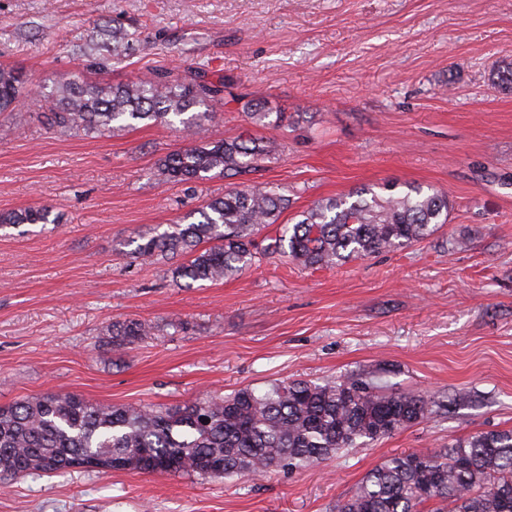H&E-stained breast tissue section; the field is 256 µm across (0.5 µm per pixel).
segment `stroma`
Segmentation results:
<instances>
[{"instance_id":"1","label":"stroma","mask_w":512,"mask_h":512,"mask_svg":"<svg viewBox=\"0 0 512 512\" xmlns=\"http://www.w3.org/2000/svg\"><path fill=\"white\" fill-rule=\"evenodd\" d=\"M134 32L107 71L75 54L100 26ZM223 78L210 139L262 134L255 182L292 212L388 181L448 194V222L412 246L333 269L260 259L175 285L132 238L223 195L157 164L181 132L137 125L60 134L41 121L63 82H121L182 62ZM0 64L23 71L0 116V211L48 224L0 231V406L52 391L174 405L289 379L385 372L397 391L469 402L320 466L264 477L77 469L0 484V512H336L383 459L512 429V0H0ZM293 123L262 130L242 105ZM464 248H451L453 240ZM153 328L131 348L112 325ZM49 211L42 207H29L0 213V229L16 227L20 224H47Z\"/></svg>"}]
</instances>
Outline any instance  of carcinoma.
Listing matches in <instances>:
<instances>
[{
    "mask_svg": "<svg viewBox=\"0 0 512 512\" xmlns=\"http://www.w3.org/2000/svg\"><path fill=\"white\" fill-rule=\"evenodd\" d=\"M135 34L104 26L77 46L81 56L119 61L134 49ZM112 57H107V53ZM224 78L215 80L197 63L157 69L127 83L65 82L47 115L59 132L102 133L140 123L180 125L189 144L159 160L158 172L172 184L212 176L236 178L260 171L275 151L264 137L208 140L206 124L224 100ZM22 97L19 71L0 65V112H12ZM245 117L261 128L286 117L260 101L246 103ZM279 188L243 184L208 200L196 220L171 224L133 239L134 257L169 268L189 287L237 275L256 259L255 236L278 223L288 209ZM448 195L419 185L365 186L323 199L281 234L268 238L265 255H279L319 269L411 245L448 221ZM49 211L29 207L0 213V229L46 224ZM151 334L130 320L112 325V346L126 348ZM444 404L421 394L396 392L382 379L360 374L315 382H274L264 391L241 388L224 397L201 396L175 406L105 405L69 392L26 396L0 407V481L55 475L78 468L148 472L202 480L293 472L316 467L340 452L369 445L432 417ZM512 512V430H490L446 448L395 455L371 469L336 512Z\"/></svg>",
    "mask_w": 512,
    "mask_h": 512,
    "instance_id": "carcinoma-1",
    "label": "carcinoma"
}]
</instances>
